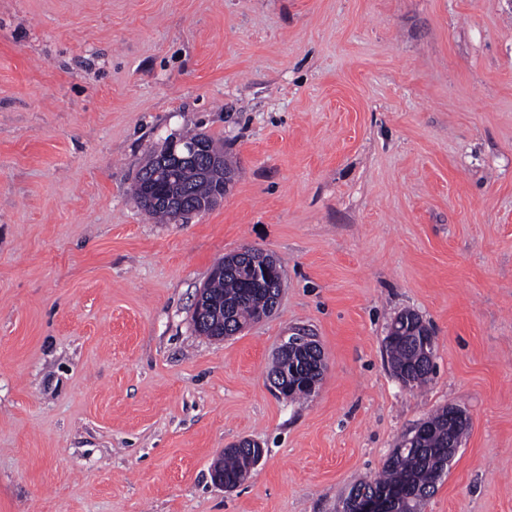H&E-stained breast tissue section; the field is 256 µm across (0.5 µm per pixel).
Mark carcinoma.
I'll return each instance as SVG.
<instances>
[{"label": "carcinoma", "instance_id": "carcinoma-1", "mask_svg": "<svg viewBox=\"0 0 512 512\" xmlns=\"http://www.w3.org/2000/svg\"><path fill=\"white\" fill-rule=\"evenodd\" d=\"M186 143L201 141L208 154L221 162L210 176L202 177L194 164H184L171 172V180L162 188H155L149 169L141 170L134 185V195L142 200L146 193L157 190L170 198V205L157 207L142 205L151 216L165 221L175 219L174 204L182 202L190 209L213 208L212 199L224 188V175H235V169L224 157V150L213 140L200 133L184 137ZM284 270L281 261L272 254L250 248L224 256V272L213 273L206 284L209 298L216 307L224 309V331L207 332V337L221 339V334L253 323L259 310L266 309L279 286V272ZM390 365L399 369L409 386L419 387L431 380L434 363L425 355L419 337L403 336L385 344ZM466 420L458 422L453 437L464 433ZM448 408L430 414L422 422L417 447L393 452L382 474L372 482H363L359 488L381 491L400 487L404 495L392 502L391 512H420L424 501L434 492L437 481L448 467ZM249 454L247 448L224 451V456L213 465V471L224 475L225 484L237 487L248 480L252 472L246 470Z\"/></svg>", "mask_w": 512, "mask_h": 512}]
</instances>
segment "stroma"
I'll return each instance as SVG.
<instances>
[{
    "mask_svg": "<svg viewBox=\"0 0 512 512\" xmlns=\"http://www.w3.org/2000/svg\"><path fill=\"white\" fill-rule=\"evenodd\" d=\"M190 131L238 171L161 223L131 187ZM244 247L281 260L277 310L199 336ZM406 310L435 334L414 390ZM302 326L326 369L290 401L268 370ZM448 405L422 512H512V0H0V512H339ZM420 319L401 318L394 320L389 327L388 336H403L385 344L390 365L399 369L411 388L419 387L431 380L434 363L425 355L420 336L424 337V349H433L434 339ZM387 336V337H388ZM233 445L235 446L233 449L224 450V456L222 455L212 468L215 471L213 472L214 483L224 489H231L225 484L237 487L248 480L253 471H245L246 462L247 468L253 470L258 466L264 455L261 442L255 439H242ZM249 448H251V453L248 457Z\"/></svg>",
    "mask_w": 512,
    "mask_h": 512,
    "instance_id": "35a3bbf8",
    "label": "stroma"
}]
</instances>
